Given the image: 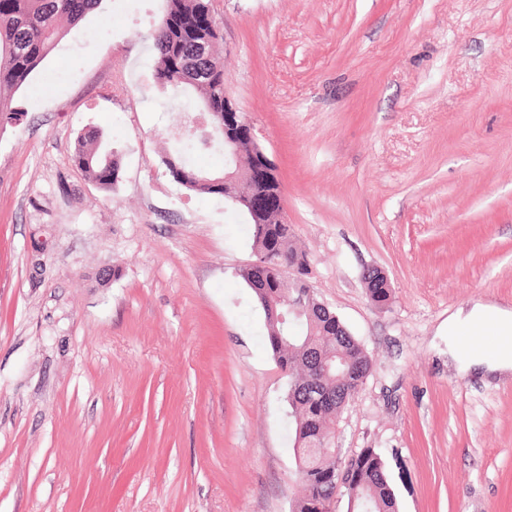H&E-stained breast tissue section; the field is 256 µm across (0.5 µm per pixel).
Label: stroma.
Masks as SVG:
<instances>
[{"mask_svg": "<svg viewBox=\"0 0 512 512\" xmlns=\"http://www.w3.org/2000/svg\"><path fill=\"white\" fill-rule=\"evenodd\" d=\"M212 6L310 285L373 359L337 447L380 451L400 512H512V378L460 375L447 332L475 302L512 308V0ZM164 7L101 0L0 133V512H290L302 493L240 276L251 228L162 163L194 105L152 80ZM92 128L110 191L74 161ZM372 269H375L376 270V274L377 276L379 277V281H383L386 286H388L389 288H380V285L378 280H375V283H377V285L375 286V288H373V285H369L368 286V282H365L366 280H373L375 277L373 276V271H366L363 278H364V284H365V288L367 289V293H368V296L370 298V300L377 306H383L385 305L389 298H390V285H389V282H388V278L387 276L385 275L384 272H382V270L380 269H377V268H372Z\"/></svg>", "mask_w": 512, "mask_h": 512, "instance_id": "obj_1", "label": "stroma"}]
</instances>
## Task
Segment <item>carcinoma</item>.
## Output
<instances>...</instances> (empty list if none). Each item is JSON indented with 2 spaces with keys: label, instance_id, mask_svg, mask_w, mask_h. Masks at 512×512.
<instances>
[{
  "label": "carcinoma",
  "instance_id": "1",
  "mask_svg": "<svg viewBox=\"0 0 512 512\" xmlns=\"http://www.w3.org/2000/svg\"><path fill=\"white\" fill-rule=\"evenodd\" d=\"M100 0H0V130L19 120L21 111L14 95L30 75L56 48L62 38L97 6ZM211 9V0H166L164 13L181 14L193 22ZM221 39L211 25H198L181 34L158 24L152 34L157 55L154 79L164 91H188L199 108L211 113V125L224 120V68L216 54ZM222 142H205L190 131L177 139L176 151L165 167L173 180L197 195H228L224 187L207 184L212 176L193 166V157ZM74 159L86 175L105 190L118 181L119 167L103 132L96 130L77 137ZM257 261L269 283L280 282L281 271L291 268L306 278L310 270L307 252L295 242L285 213L278 211L257 222L247 214ZM296 293L304 294L303 313L280 326L266 320V340L276 361L288 376L286 399L293 418V451L297 476L304 494L296 501V512H314L312 505L336 492V461L328 456L306 454L309 443L328 434L330 426L362 389L372 369L371 356L361 341L339 319L322 315L315 294L307 293L301 281ZM260 305L285 304L283 289L255 291ZM317 347L341 363L343 375L333 373L315 397L306 386L315 374L309 352ZM352 489L356 494L353 512H397V501L387 476L384 460L375 448H363L352 457Z\"/></svg>",
  "mask_w": 512,
  "mask_h": 512
}]
</instances>
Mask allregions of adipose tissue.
I'll list each match as a JSON object with an SVG mask.
<instances>
[{"label":"adipose tissue","mask_w":512,"mask_h":512,"mask_svg":"<svg viewBox=\"0 0 512 512\" xmlns=\"http://www.w3.org/2000/svg\"><path fill=\"white\" fill-rule=\"evenodd\" d=\"M492 328L501 335L512 334V310L481 302L459 309L448 319V352L460 372L476 371L490 375L512 373V345L500 346L478 354H464L462 335Z\"/></svg>","instance_id":"ef3b65f1"}]
</instances>
